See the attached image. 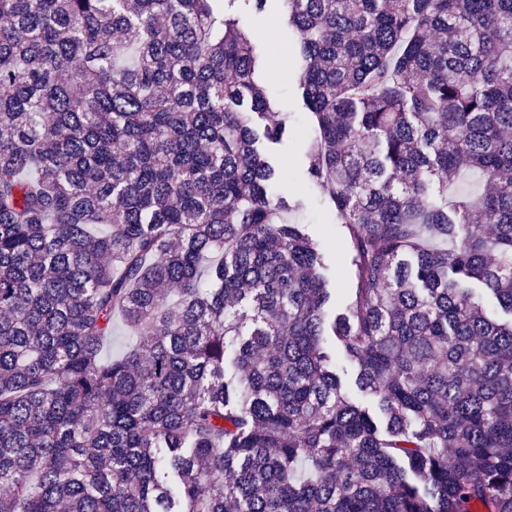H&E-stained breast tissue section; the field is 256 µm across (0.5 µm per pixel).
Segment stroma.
<instances>
[{"label":"stroma","mask_w":512,"mask_h":512,"mask_svg":"<svg viewBox=\"0 0 512 512\" xmlns=\"http://www.w3.org/2000/svg\"><path fill=\"white\" fill-rule=\"evenodd\" d=\"M296 70V65L292 64L287 70L267 78L269 91L276 99L280 111L288 113L291 118L288 139L281 145L263 140L259 146L285 162L288 177L276 185L273 192L290 203L302 201V210L292 213L291 218L306 224L309 234L322 249L326 263L324 275L330 287L336 291L337 309L342 310L352 301V256L345 245V228L335 223L324 195L320 189L308 183L303 172V151L315 140L317 131L302 110L300 93L294 79Z\"/></svg>","instance_id":"35a3bbf8"}]
</instances>
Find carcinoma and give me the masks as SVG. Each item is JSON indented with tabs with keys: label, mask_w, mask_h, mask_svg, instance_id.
<instances>
[{
	"label": "carcinoma",
	"mask_w": 512,
	"mask_h": 512,
	"mask_svg": "<svg viewBox=\"0 0 512 512\" xmlns=\"http://www.w3.org/2000/svg\"><path fill=\"white\" fill-rule=\"evenodd\" d=\"M238 1L0 0V512H512V0H282L333 315ZM294 57L290 56L288 70L267 75L269 91L278 102L279 112H288L291 118L288 140L282 145H275L262 138L258 145L286 163L288 178L276 185L273 193L291 205L295 200L302 201L303 209L288 216L293 221L306 224L309 234L322 249L326 263L324 275L330 288L336 290V310H343L352 301V256L346 249L345 228L335 223L324 195L308 183L303 172V151L315 140L317 131L306 119V113L302 112V101L293 76L297 70ZM131 335L121 318L117 316L112 337L105 343L104 352L106 356H118L125 352L131 342Z\"/></svg>",
	"instance_id": "carcinoma-1"
}]
</instances>
